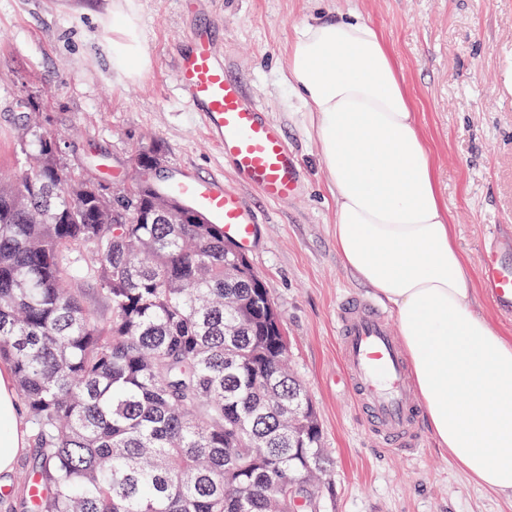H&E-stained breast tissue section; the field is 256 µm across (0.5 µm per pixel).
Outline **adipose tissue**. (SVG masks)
<instances>
[{"label":"adipose tissue","mask_w":512,"mask_h":512,"mask_svg":"<svg viewBox=\"0 0 512 512\" xmlns=\"http://www.w3.org/2000/svg\"><path fill=\"white\" fill-rule=\"evenodd\" d=\"M286 78L336 197V250L391 306L434 439L477 485L512 493V338L473 308L472 269L383 34L355 16L306 22ZM26 438L0 363V474Z\"/></svg>","instance_id":"obj_1"}]
</instances>
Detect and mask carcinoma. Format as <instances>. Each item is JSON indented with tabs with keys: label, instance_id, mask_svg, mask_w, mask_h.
Here are the masks:
<instances>
[{
	"label": "carcinoma",
	"instance_id": "obj_1",
	"mask_svg": "<svg viewBox=\"0 0 512 512\" xmlns=\"http://www.w3.org/2000/svg\"><path fill=\"white\" fill-rule=\"evenodd\" d=\"M0 182V360L36 454L26 512H322L332 470L262 278L218 224L160 211L24 128ZM93 283L94 298L84 285Z\"/></svg>",
	"mask_w": 512,
	"mask_h": 512
}]
</instances>
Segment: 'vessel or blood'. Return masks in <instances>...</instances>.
I'll return each mask as SVG.
<instances>
[{"label":"vessel or blood","instance_id":"vessel-or-blood-1","mask_svg":"<svg viewBox=\"0 0 512 512\" xmlns=\"http://www.w3.org/2000/svg\"><path fill=\"white\" fill-rule=\"evenodd\" d=\"M187 43L176 80L188 105L200 112L209 139L263 199L276 203L296 198L300 164L283 130L268 121L262 106L249 100L241 84L225 72L208 30L190 32ZM172 189L208 223L223 225L225 237L239 248L252 245L260 218L223 180L186 170ZM480 280L497 309L512 315V264L501 260L499 250L484 252ZM336 335L343 382L365 430L385 448L414 453L423 442L422 411L385 310L362 295L342 296L336 304Z\"/></svg>","mask_w":512,"mask_h":512}]
</instances>
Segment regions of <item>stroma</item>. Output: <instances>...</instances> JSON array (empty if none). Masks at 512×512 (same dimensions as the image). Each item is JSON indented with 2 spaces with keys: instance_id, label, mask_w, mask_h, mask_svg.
<instances>
[{
  "instance_id": "obj_1",
  "label": "stroma",
  "mask_w": 512,
  "mask_h": 512,
  "mask_svg": "<svg viewBox=\"0 0 512 512\" xmlns=\"http://www.w3.org/2000/svg\"><path fill=\"white\" fill-rule=\"evenodd\" d=\"M113 0H0V177L26 162L17 135L30 115L56 133L71 167L96 163L106 183L130 184L137 150L158 146L162 172L223 178L260 216L247 256L280 310L288 361L316 407L333 464L326 512H512V494L476 485L426 436L415 455L379 448L342 384L336 299L364 294L336 252V201L301 105L285 80L288 44L306 21L351 13L381 30L430 146L459 249L478 267L512 240V0H132L147 64L113 68L121 17ZM196 28L212 33L230 76L281 126L303 191L264 201L207 141L175 70ZM25 448L0 474V512H20Z\"/></svg>"
}]
</instances>
